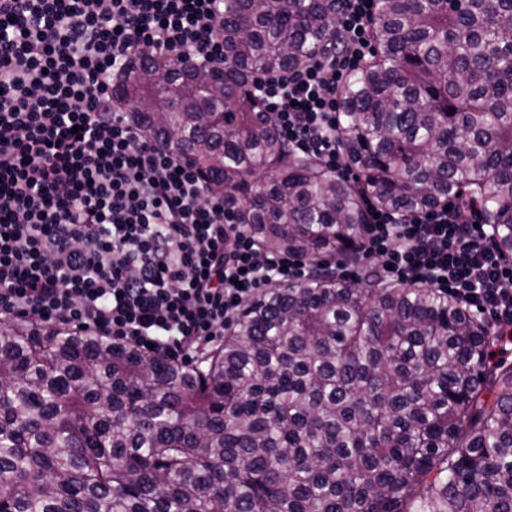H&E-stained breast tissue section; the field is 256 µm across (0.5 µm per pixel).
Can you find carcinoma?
I'll return each instance as SVG.
<instances>
[{"label": "carcinoma", "instance_id": "cac0c4a2", "mask_svg": "<svg viewBox=\"0 0 512 512\" xmlns=\"http://www.w3.org/2000/svg\"><path fill=\"white\" fill-rule=\"evenodd\" d=\"M332 0H233L223 84L145 54L112 104L311 276L248 301L186 365L0 320V512H512V365L435 288L324 265L366 223L458 195L512 208V0H378L341 91L355 180L296 155L250 91L324 46ZM512 261V222L496 235Z\"/></svg>", "mask_w": 512, "mask_h": 512}]
</instances>
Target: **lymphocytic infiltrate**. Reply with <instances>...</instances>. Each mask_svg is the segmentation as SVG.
Listing matches in <instances>:
<instances>
[{"label": "lymphocytic infiltrate", "instance_id": "1", "mask_svg": "<svg viewBox=\"0 0 512 512\" xmlns=\"http://www.w3.org/2000/svg\"><path fill=\"white\" fill-rule=\"evenodd\" d=\"M220 0H0V319L80 329L169 359H196L261 287L305 260L261 253L197 169L112 108L118 65L141 52L224 67ZM376 0H336L308 63L252 87L298 154L349 178L339 88L373 58ZM336 275L374 266L390 284L439 289L484 310L512 349V262L482 208L458 197L378 208Z\"/></svg>", "mask_w": 512, "mask_h": 512}]
</instances>
